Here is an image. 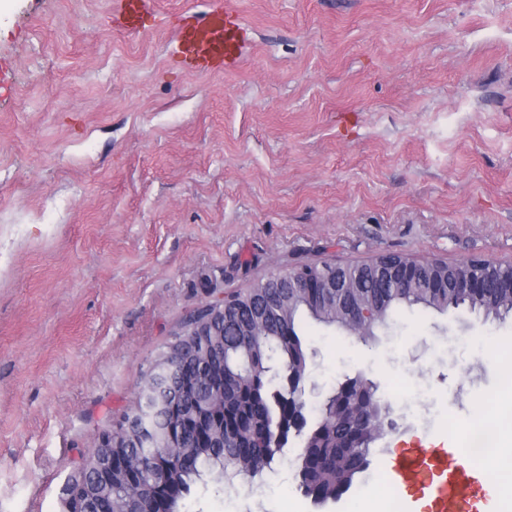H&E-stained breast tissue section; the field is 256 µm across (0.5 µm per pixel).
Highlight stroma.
Masks as SVG:
<instances>
[{"label":"stroma","instance_id":"stroma-1","mask_svg":"<svg viewBox=\"0 0 512 512\" xmlns=\"http://www.w3.org/2000/svg\"><path fill=\"white\" fill-rule=\"evenodd\" d=\"M213 2L150 0L124 31L109 0H0V512H62L197 307L299 263L512 260V0H223L243 53L192 72L171 49ZM299 333L308 423L360 375L395 430L337 499L305 496L292 435L234 500L209 479L180 512H349L376 489L428 512L380 467L501 419L512 316L402 308L366 341Z\"/></svg>","mask_w":512,"mask_h":512}]
</instances>
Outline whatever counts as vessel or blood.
Wrapping results in <instances>:
<instances>
[{
    "label": "vessel or blood",
    "instance_id": "b4317fda",
    "mask_svg": "<svg viewBox=\"0 0 512 512\" xmlns=\"http://www.w3.org/2000/svg\"><path fill=\"white\" fill-rule=\"evenodd\" d=\"M148 0H117L112 24L136 29L147 13ZM242 28L234 16L215 4L201 16H190L177 36L180 62L193 71H221L234 65L241 53ZM473 452L457 457L454 451L431 444L406 449L386 462L391 487H419L429 493V512H472L486 496L483 481L471 466Z\"/></svg>",
    "mask_w": 512,
    "mask_h": 512
}]
</instances>
